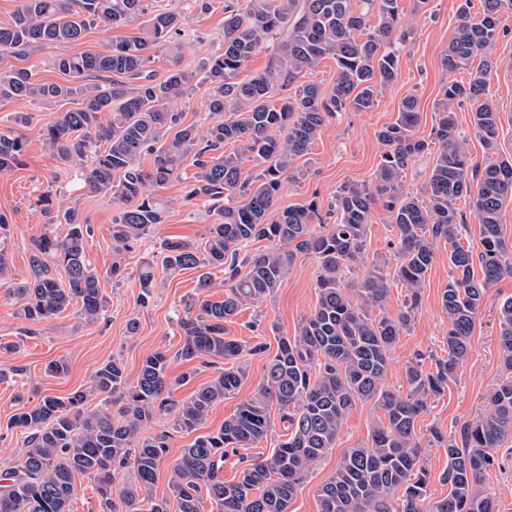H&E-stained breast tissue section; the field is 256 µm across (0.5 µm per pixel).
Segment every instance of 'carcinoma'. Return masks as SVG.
Listing matches in <instances>:
<instances>
[{
  "instance_id": "cac0c4a2",
  "label": "carcinoma",
  "mask_w": 512,
  "mask_h": 512,
  "mask_svg": "<svg viewBox=\"0 0 512 512\" xmlns=\"http://www.w3.org/2000/svg\"><path fill=\"white\" fill-rule=\"evenodd\" d=\"M12 20L0 24V49L25 56L34 47L79 40L90 28L118 29L146 17L139 34L126 35L102 52L58 54L53 66L68 77L64 84L44 83L27 68L0 73V97L30 102L80 97V107L44 129L46 146L65 166H82L87 186L109 195L112 248L119 254L165 222L168 205L156 189L182 177L189 154L196 167L183 187V198L200 196L219 203L217 219L197 243L164 239L162 263L170 274L200 269L196 292L177 314L184 343L180 359H221L226 368L188 398L174 392L194 374L169 375L166 352L147 354L138 376L130 380L123 363L99 365L91 385L66 397L46 396L13 415L6 428L26 431L17 461L0 474V512H70L75 478L97 483L100 512H288L306 473L336 447L340 429L359 402L381 412L370 443L351 448L333 475L317 489L321 512H499L488 489L490 471L500 462L497 448L512 436V301L499 307V345L503 377L489 395V409L459 430L433 438L448 452L442 481L448 496L428 501L427 460L416 426L428 398L444 393L467 360L486 289L512 275V259L501 233L500 213L512 197V158H499L497 105L488 97L489 76L498 59L490 49L500 35L501 14L512 0H480L482 12L470 19V0L461 6V22L448 43L442 65L448 72L479 60L468 82L443 87L435 124L427 138L415 136L420 123L417 101L402 100L397 119L377 131L384 146L372 180L347 184L326 214L314 204L273 211L276 197L289 182L301 179L294 160L306 154L329 120L339 112H367L379 91L395 81L406 35L400 0H237L224 5V50L198 69L175 67L157 77L149 64L159 49L181 56V13L144 0H20ZM264 50L268 64L239 78L251 57ZM331 57L336 77L330 91L306 76ZM209 85L205 128L185 123L173 109L186 89ZM469 103L471 123L489 150L483 165L472 163L458 130L455 109ZM234 150L225 153L224 146ZM25 141L0 132V172L22 162ZM432 155L420 197L403 189L409 162ZM150 157V167L143 165ZM259 171L244 174V164ZM471 200L478 218L481 250L473 255L459 239L465 228L455 208ZM245 203H238V199ZM383 205L396 231L393 277L384 266L366 265L364 249L375 204ZM46 224H63L62 236L45 230L32 241L31 277L15 293L20 316L48 321L72 303L95 322L104 311L101 276L87 259L90 227L79 211L45 192L37 199ZM262 240L278 246L249 251ZM451 245L453 274L441 297L448 318L443 354L417 353L408 362L405 396L385 387L391 351L410 328L420 290L440 241ZM318 263L317 303L298 333L275 336L277 350L268 360L253 394L219 429L197 436L180 449L169 477L171 496L151 493L158 462L169 449L170 435L151 433L161 415L173 429L191 432L202 425L211 407L238 389L246 378L242 359L263 354L268 345H248L225 333V323L242 308L271 298L290 274L297 254ZM482 278L474 280V262ZM61 265L67 283L52 274ZM363 267L353 288L343 286L344 271ZM224 272L216 284L208 269ZM142 299L156 287L153 265L140 273ZM410 292L406 305L392 317L383 309L390 281ZM224 288V300L203 297ZM100 403L90 404V396ZM285 424L286 440L266 457L242 459L238 481L226 482L221 469L227 457L253 447L267 436L272 407ZM133 462L134 477L116 485L117 475Z\"/></svg>"
}]
</instances>
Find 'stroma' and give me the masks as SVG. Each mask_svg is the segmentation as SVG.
<instances>
[{"mask_svg":"<svg viewBox=\"0 0 512 512\" xmlns=\"http://www.w3.org/2000/svg\"><path fill=\"white\" fill-rule=\"evenodd\" d=\"M208 9H201L192 0H163L164 6L183 11L185 15L182 56L180 59L165 52L153 55L151 68L164 74L174 64L197 68L224 44V0H208ZM464 0H401L402 19L407 40L400 59L396 80L385 87L373 108L366 112H343L332 119L313 144L309 153L296 158L294 167L301 170L299 182L285 185L275 201L274 210L316 203L320 212H327L337 190L347 183L371 181L380 161L382 145L376 133L393 122L402 100L415 96L421 122L416 129L419 137H428L435 122V111L442 97V88L449 80H469L470 69L446 72L441 59L458 22V9ZM138 22L122 29L92 28L76 42L59 47L46 46L20 58L0 50V72L12 68H30L45 82H64L65 77L52 65L56 54L98 52L120 37L137 32ZM503 34L493 55L499 60L488 84V94L497 103L501 116L498 134L500 154L512 156V11L503 13ZM78 97L41 103L0 98V132L12 131L26 143L23 164L0 175V212L9 219L7 231L0 233V252L9 262V276L0 281V342L12 343V352L0 351V470L7 468L18 456L24 441L23 430L7 429V421L21 413L24 406L46 396L64 397L89 387L92 372L103 362L116 359L123 362L129 376H137L145 355L156 349L171 355V376L194 370V378L179 386L176 394L185 398L202 383L210 380L217 367L202 360L193 363L177 358L183 340L175 323V313L182 302L193 294L198 276L190 269L172 275L162 267L159 243L170 236L199 240L204 228L214 218L210 201L201 197L188 202L183 198L181 183L161 188L159 194L169 202L163 224L157 225L145 239L122 252L112 251V216L110 197L93 192L84 183L79 169H64L53 152L43 142V131L59 119L63 112L78 108ZM28 116L26 124L14 122L16 113ZM60 194L69 206L79 210L90 224L87 255L91 264L103 275L102 292L106 307L100 318L86 322L78 305L69 308L52 320L29 323L17 315L20 305L13 293L16 283L30 276L31 242L43 229V218L36 206L37 197L44 192ZM447 243H439L432 268L421 290V302L410 329L401 336L392 351L385 384L388 388L408 393L405 367L417 352L440 351L448 332V321L441 307V296L450 278ZM120 260L123 277L120 283L109 280L113 260ZM152 263L158 285L147 305H140L139 272L145 263ZM317 262L314 257L298 255L291 274L274 297L257 306L243 309L228 323L227 332L237 339L254 342L263 338L269 348H276L272 327L282 333L296 332L314 308L317 300L315 280ZM488 302L475 320L467 361L458 371L455 383L445 393L429 398L427 408L417 424L419 442L426 457L430 480V501L448 494L441 480L448 466L445 449L431 444L430 431L438 427L452 431L454 426L471 420L487 408V395L502 375L503 365L499 348L498 308L504 300L512 299V276H507L487 290ZM137 319L139 329L129 333L127 324ZM268 354L247 357L248 376L234 394L216 403L198 433L218 429L237 406L246 400L261 379ZM53 360L65 361L66 375L54 377L45 372ZM378 413L372 404L360 403L350 412L338 435L336 446L323 458L298 488L289 512H319L317 488L336 470L347 449L367 444Z\"/></svg>","mask_w":512,"mask_h":512,"instance_id":"1","label":"stroma"}]
</instances>
